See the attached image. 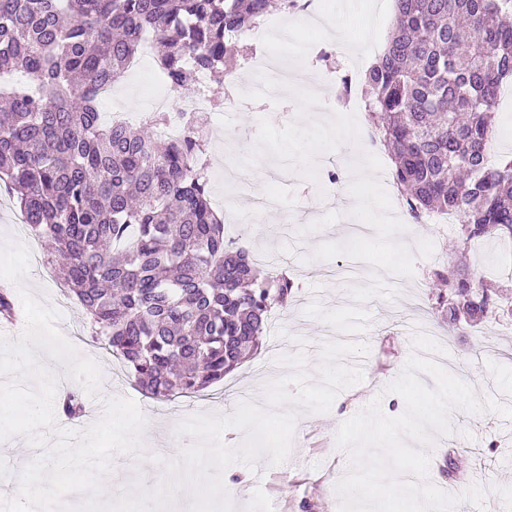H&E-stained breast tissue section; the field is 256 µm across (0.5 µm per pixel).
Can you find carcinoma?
Returning <instances> with one entry per match:
<instances>
[{
    "label": "carcinoma",
    "mask_w": 512,
    "mask_h": 512,
    "mask_svg": "<svg viewBox=\"0 0 512 512\" xmlns=\"http://www.w3.org/2000/svg\"><path fill=\"white\" fill-rule=\"evenodd\" d=\"M270 0H0V181L48 237L64 286L146 397H193L256 349L293 282L261 275L224 236L192 133L161 140L151 116L104 125L95 91L127 72L146 39L171 88L194 69L236 68L228 29L248 30ZM394 29L365 77V108L390 153L410 218L455 216L461 247L512 239V155L489 160L496 108L512 81V0H394ZM438 304L476 322L502 296L441 269ZM85 412L78 389L59 415Z\"/></svg>",
    "instance_id": "carcinoma-1"
}]
</instances>
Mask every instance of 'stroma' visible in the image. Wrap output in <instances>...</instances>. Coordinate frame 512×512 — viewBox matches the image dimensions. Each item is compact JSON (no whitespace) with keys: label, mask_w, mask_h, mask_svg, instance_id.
Returning a JSON list of instances; mask_svg holds the SVG:
<instances>
[{"label":"stroma","mask_w":512,"mask_h":512,"mask_svg":"<svg viewBox=\"0 0 512 512\" xmlns=\"http://www.w3.org/2000/svg\"><path fill=\"white\" fill-rule=\"evenodd\" d=\"M361 13L347 29L346 42L333 43L328 60L315 57L295 59L296 74H316L335 70L338 81L325 88L320 97V114L330 122V132L319 131L307 121L300 88H292L283 105H266L249 97L235 111L224 109L226 88L215 84L211 95L216 110L213 121L220 125L210 139L206 165L211 201L226 199L228 205L250 209L242 194L247 184L241 177L225 182V169L243 172L257 169L275 157L284 158L287 177H263V192H277L294 213L289 226H276L271 234L252 230L249 246L253 252L275 256L279 268L295 283L288 308H273L262 344L246 357L223 383L212 386L194 398L156 401L145 397L128 383L118 361L96 344L88 317L78 305L63 309L57 327L79 352L98 361L103 389L112 399L135 400L142 412L154 415L156 440L171 423H181L197 414H232L242 394L266 399L263 384L285 376L287 367L276 364L282 354L305 353V369L311 381H318V365L327 331L364 342L369 355L359 360L361 382L341 390L331 408L316 413L295 407V429L290 452L283 463L272 464L259 455L254 466L230 465L223 473L231 481L245 482L249 488L240 500L239 512H338L335 486L351 467L347 450L336 443V429L343 422L379 401L382 411L395 417L405 411V402L387 387L402 373L414 351L413 332L401 321L415 317L427 322L434 341L442 349L445 368L468 383L478 399L488 398L512 405V316L497 314L472 326H455L436 309L438 290L431 274L441 267H458L475 281H496L512 297V239L495 238L460 251L458 230L449 225L441 235L434 224L388 223L386 196L391 185L381 183L380 173L389 172L393 163L384 148L361 150L365 117L350 121L336 94L341 76L352 72L364 78L370 62L382 51L392 32L393 0H351ZM357 42L359 51L348 50L347 41ZM242 134L251 149L250 159L232 155L227 162L215 161L224 148V134ZM329 154L338 157L337 173L355 168L357 182L350 184L331 210L319 207L322 191L313 157ZM22 214L13 199L0 190V247L21 244L40 253L53 255L45 240L21 229ZM368 222L376 233L360 249L361 270L349 277L340 263L346 254L348 225ZM107 397V398H108ZM507 420L491 412L460 411L452 418L453 431L436 436L428 447L430 483L456 496L471 486L486 489V512H512V433ZM165 477L163 463H150L147 470L130 467L123 454H113L107 480L137 490L148 482Z\"/></svg>","instance_id":"1"}]
</instances>
